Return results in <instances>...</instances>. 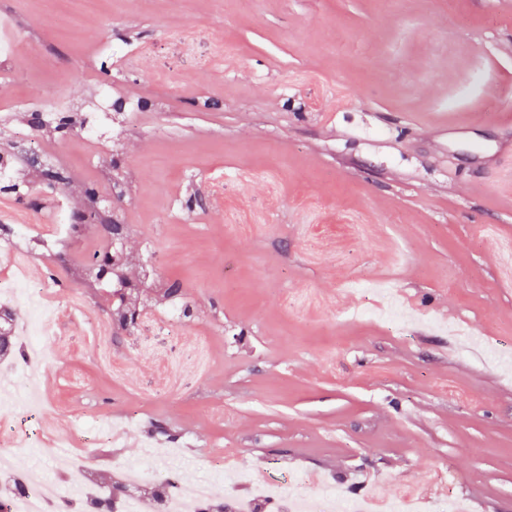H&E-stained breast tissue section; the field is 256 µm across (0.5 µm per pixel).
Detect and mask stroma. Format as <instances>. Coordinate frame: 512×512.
I'll return each instance as SVG.
<instances>
[{"mask_svg": "<svg viewBox=\"0 0 512 512\" xmlns=\"http://www.w3.org/2000/svg\"><path fill=\"white\" fill-rule=\"evenodd\" d=\"M0 0L29 57L0 58V277L54 270L40 372L54 428L31 460L110 420L101 461L180 446L348 500L444 480L472 512H512V0ZM111 86L122 109L100 111ZM42 89L76 131L29 128ZM97 123L99 139L78 130ZM95 187L89 202L84 187ZM127 227L135 328L54 207ZM32 225L30 237L13 228ZM190 301L171 325L159 290Z\"/></svg>", "mask_w": 512, "mask_h": 512, "instance_id": "obj_1", "label": "stroma"}]
</instances>
